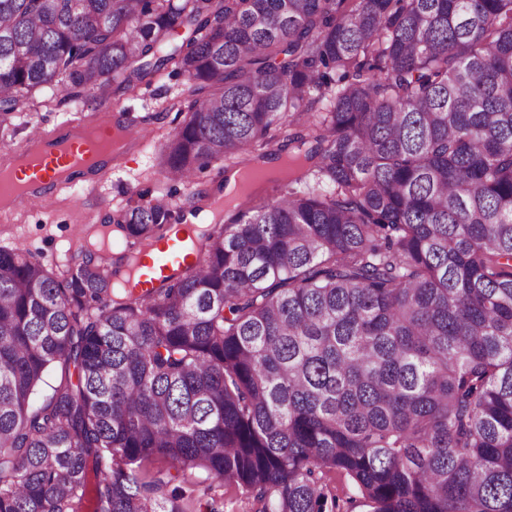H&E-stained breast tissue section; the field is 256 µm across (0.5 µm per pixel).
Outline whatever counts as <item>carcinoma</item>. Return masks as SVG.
<instances>
[{"label": "carcinoma", "mask_w": 512, "mask_h": 512, "mask_svg": "<svg viewBox=\"0 0 512 512\" xmlns=\"http://www.w3.org/2000/svg\"><path fill=\"white\" fill-rule=\"evenodd\" d=\"M168 71L167 177L281 141L280 195L152 288L0 248V512H200L193 477L336 512L330 470L367 512H512V0H0L1 134ZM111 221L130 271L181 218Z\"/></svg>", "instance_id": "1"}]
</instances>
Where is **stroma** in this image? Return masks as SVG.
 Instances as JSON below:
<instances>
[{
	"label": "stroma",
	"instance_id": "35a3bbf8",
	"mask_svg": "<svg viewBox=\"0 0 512 512\" xmlns=\"http://www.w3.org/2000/svg\"><path fill=\"white\" fill-rule=\"evenodd\" d=\"M188 83L184 77L166 75L140 86L135 93L106 101L85 96L83 115H90L106 108L115 111L118 119L134 116L143 119L152 131L140 153L130 155L124 166L113 169L110 177L101 184L95 195H87L84 182H77L70 197L61 200L53 212H46L35 202H25L16 208L0 212V247L18 245L28 248L47 267L55 268L68 262L71 241L82 230L99 227L116 205L125 203L135 194L145 199L156 196L170 197L174 206L191 214L189 196L193 188L216 191L224 177L222 162H214L197 176L196 187L166 181L156 157L164 137L174 134L182 125L185 115L173 106L174 97H188ZM69 105L44 102L35 96L34 105L26 124L18 126L10 135L0 136V151L18 148L30 135L55 129L70 118Z\"/></svg>",
	"mask_w": 512,
	"mask_h": 512
}]
</instances>
